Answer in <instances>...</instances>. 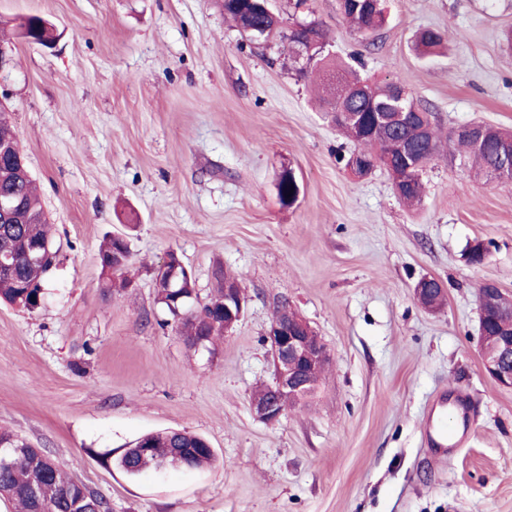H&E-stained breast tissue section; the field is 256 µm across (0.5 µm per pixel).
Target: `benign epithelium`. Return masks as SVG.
I'll use <instances>...</instances> for the list:
<instances>
[{
    "label": "benign epithelium",
    "instance_id": "obj_1",
    "mask_svg": "<svg viewBox=\"0 0 512 512\" xmlns=\"http://www.w3.org/2000/svg\"><path fill=\"white\" fill-rule=\"evenodd\" d=\"M373 128L382 132L410 127L415 139H401L392 143V148L404 157L415 156L416 143L427 142L429 127L418 112L416 104L408 99V93L397 87L394 98L389 100H371ZM335 121L345 123L351 130L352 139L359 138L363 131V123L355 112H336ZM449 137H467L479 144L482 140L480 127L468 124L457 127L449 132ZM498 180L512 181V142L504 141L500 148L499 167L496 171ZM184 267L178 255H168L156 268L155 284L161 286L171 282ZM419 302L427 309H435L442 297L446 296L444 284L435 277H424L414 287ZM508 293L496 283L486 282L479 291V344H493L495 357L483 361L485 372L499 385L512 388V325L490 330L485 324V316L490 310L512 317V304L505 303ZM247 300L238 295L231 304L224 305V332H230L244 314ZM280 317L273 318L266 333L267 342L271 346L274 366V381L268 386L269 396L252 402L255 416L262 422L274 424L288 409V405L306 397L310 380L319 370L329 366L332 357L316 336L309 323L288 308V300L280 302Z\"/></svg>",
    "mask_w": 512,
    "mask_h": 512
}]
</instances>
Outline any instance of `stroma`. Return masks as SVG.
Here are the masks:
<instances>
[{
  "label": "stroma",
  "mask_w": 512,
  "mask_h": 512,
  "mask_svg": "<svg viewBox=\"0 0 512 512\" xmlns=\"http://www.w3.org/2000/svg\"><path fill=\"white\" fill-rule=\"evenodd\" d=\"M283 27L315 20L361 77L397 83L441 131L512 130V0H388L359 37L338 0H270ZM39 16L55 48L28 43ZM448 31L418 57V29ZM18 65L9 112L61 246L42 307L0 302V429L46 450L112 512H512V388L483 369L478 290L512 294V182L442 151L418 208L386 171L358 175L354 149L299 77L284 39L252 43L222 0H0ZM301 184L280 203L284 171ZM126 233L133 286L101 275L103 239ZM481 241L482 264L468 260ZM175 251L199 302L216 267L248 302L211 350L189 348L156 302L154 269ZM424 276L447 289L423 309ZM305 318L332 362L315 397L274 425L251 409L272 379L265 334L280 301ZM464 417L459 444L424 440L439 395ZM208 440L209 467L131 477L104 464L138 437Z\"/></svg>",
  "instance_id": "35a3bbf8"
}]
</instances>
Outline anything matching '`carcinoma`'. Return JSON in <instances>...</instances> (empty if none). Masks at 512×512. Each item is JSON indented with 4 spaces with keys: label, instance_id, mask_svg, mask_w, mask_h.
I'll use <instances>...</instances> for the list:
<instances>
[{
    "label": "carcinoma",
    "instance_id": "obj_1",
    "mask_svg": "<svg viewBox=\"0 0 512 512\" xmlns=\"http://www.w3.org/2000/svg\"><path fill=\"white\" fill-rule=\"evenodd\" d=\"M345 17L360 34L375 33L385 22L384 0H378L376 15L364 13L353 0H345L340 5ZM448 44V35L440 29L428 28L418 33L415 50L421 55L434 56L442 52ZM315 67L318 72L322 99L329 111L346 109L351 112H367L363 101L345 99L342 91L360 82L353 76L351 67L340 64L328 55L314 51ZM505 132L483 126V141L478 148L465 139L456 140L457 150L471 162L477 164L485 175L497 165L499 145ZM359 151L382 158L388 148L382 135L368 131L366 139L359 145ZM424 185L421 171H413L406 176L400 200L415 205L422 199ZM17 195L20 208L9 215L0 213V261L8 257L14 262L9 276H0V299L16 305L30 313L36 312L44 299V284L52 269L53 261L48 259L40 265L31 266L26 261V247L33 241L50 244V251L57 252L50 236L40 199L35 192L30 177L0 174V197ZM123 252L121 245L107 239L100 250L103 273L114 276L112 256ZM216 288L209 300L196 308L195 281L179 272L171 281V287L157 289L158 303L172 318L180 323L183 340L189 347L201 342L209 347L224 336V270L221 267L213 273ZM11 448L8 465L0 468V501L17 512H82L93 506L100 512H112L110 502L88 486L67 479L59 465L49 456L36 453L25 439L10 431L0 432V442ZM169 448L171 456L168 466L189 465L200 468L212 462L214 451L202 437L180 431H166L151 434L136 440L117 458L107 453L103 460L114 461V465L128 475L135 476L156 468V460L146 448ZM47 472L37 493L31 492L32 479L37 470Z\"/></svg>",
    "mask_w": 512,
    "mask_h": 512
}]
</instances>
